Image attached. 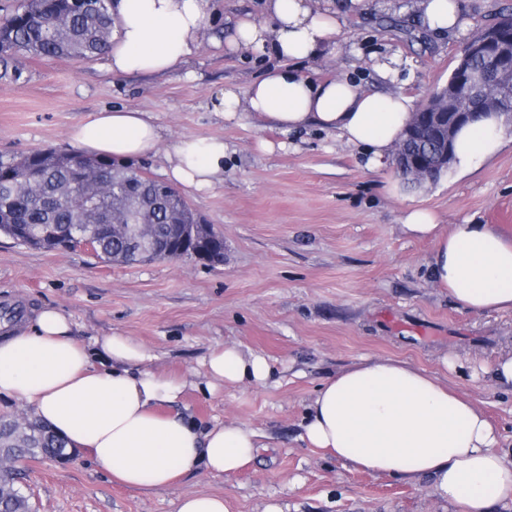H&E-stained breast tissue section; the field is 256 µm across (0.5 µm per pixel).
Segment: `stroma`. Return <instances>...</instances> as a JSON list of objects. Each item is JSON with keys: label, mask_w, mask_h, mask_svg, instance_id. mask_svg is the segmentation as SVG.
Instances as JSON below:
<instances>
[{"label": "stroma", "mask_w": 512, "mask_h": 512, "mask_svg": "<svg viewBox=\"0 0 512 512\" xmlns=\"http://www.w3.org/2000/svg\"><path fill=\"white\" fill-rule=\"evenodd\" d=\"M414 0L341 22L342 50L297 68L324 80L346 72L365 89L397 90L422 104L446 83L464 39L428 31ZM206 40L188 70L157 78L112 76L102 59L76 62L26 58L21 76L0 80V159L33 150L70 149V127L104 109L150 113L163 129L160 154L137 160L165 180L164 153L184 136L228 144L224 180L211 191L183 190L192 209L224 239V262L195 258L110 266L83 249L46 252L0 235V308L24 316L45 307L66 312L80 339L119 333L154 354L153 370L182 376L200 369L217 346L265 355L276 372L268 385L189 388L179 408L201 421H240L265 435L260 460L231 478L199 473L162 491L112 484L92 461L25 462L23 489L36 512H175L192 492L228 498L232 512H261L275 500L288 512H455L429 478L406 482L342 464L299 439L304 408L332 373L364 356L391 357L437 373L471 399L512 458V389L482 368L512 348V313L476 315L457 308L433 283L429 240L402 226L412 207L433 210L440 223L469 219L512 239V145L477 170L449 171L417 189L389 188L392 166H367L362 149L336 133L304 128L288 134L256 122L224 121L209 104L224 87L246 93L272 61L230 47L238 20L263 19V0H214ZM402 63L396 83L378 63ZM265 141L274 151L262 150Z\"/></svg>", "instance_id": "stroma-1"}]
</instances>
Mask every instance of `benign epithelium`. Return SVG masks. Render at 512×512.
Segmentation results:
<instances>
[{
  "label": "benign epithelium",
  "mask_w": 512,
  "mask_h": 512,
  "mask_svg": "<svg viewBox=\"0 0 512 512\" xmlns=\"http://www.w3.org/2000/svg\"><path fill=\"white\" fill-rule=\"evenodd\" d=\"M481 56L484 65L472 66ZM498 115L512 130V20L486 26L463 42L448 84L434 91L409 120L406 139L392 152L403 176L436 182L448 168L456 125Z\"/></svg>",
  "instance_id": "obj_1"
}]
</instances>
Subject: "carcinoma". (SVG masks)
Segmentation results:
<instances>
[{"label": "carcinoma", "mask_w": 512, "mask_h": 512, "mask_svg": "<svg viewBox=\"0 0 512 512\" xmlns=\"http://www.w3.org/2000/svg\"><path fill=\"white\" fill-rule=\"evenodd\" d=\"M108 0H17L0 17V80L19 79L20 58L90 60L111 47L112 17ZM68 153L35 150L0 161V233L18 243L50 251L80 229L91 235L95 258L121 264L130 234L126 224H151L165 245L173 242L186 256L207 249L192 233L172 235L169 210L193 224L196 213L173 188L161 196L143 172L107 157L90 160L106 166L102 178L77 191L80 174L67 162ZM66 447L35 421L16 430V421L0 417V451L17 460H35ZM17 474H0V512H34L30 497L16 485Z\"/></svg>", "instance_id": "1"}]
</instances>
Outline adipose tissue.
Returning <instances> with one entry per match:
<instances>
[{"instance_id": "adipose-tissue-1", "label": "adipose tissue", "mask_w": 512, "mask_h": 512, "mask_svg": "<svg viewBox=\"0 0 512 512\" xmlns=\"http://www.w3.org/2000/svg\"><path fill=\"white\" fill-rule=\"evenodd\" d=\"M372 0H265V20L241 19L228 39L276 63L246 95L227 88L213 103L225 120L250 119L286 134L309 125L362 147L370 166L390 158L414 110L401 93L370 92L345 77L315 82L295 64L336 47L340 20ZM424 25L464 30L460 0H416ZM112 45L105 68L114 76H163L197 55L211 0H112ZM79 151L119 161L158 153L152 117L137 109L90 114L69 130ZM506 141L500 117L462 128L453 165L476 169ZM227 146L220 137H185L167 154L168 177L199 193L224 178ZM405 229L430 239L434 283L458 308L474 314L512 312V241L487 224L439 223L425 209L407 211ZM152 358L130 337L111 334L86 343L60 309H42L24 328L0 335V396L27 406L69 450L88 456L113 484L166 490L206 472L233 476L266 445L250 425L214 420L200 425L177 411L189 387L215 392L272 376L261 353L218 346L195 378L148 369ZM303 442L343 464L405 481L432 478L434 490L459 512H490L512 501V460L496 450L498 432L483 411L438 375L407 361L366 356L329 376L306 407Z\"/></svg>"}]
</instances>
